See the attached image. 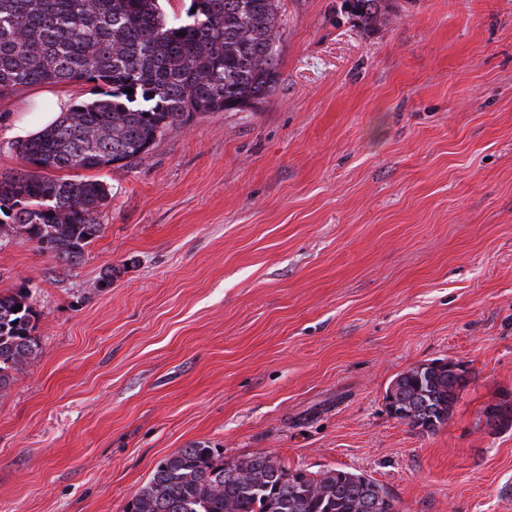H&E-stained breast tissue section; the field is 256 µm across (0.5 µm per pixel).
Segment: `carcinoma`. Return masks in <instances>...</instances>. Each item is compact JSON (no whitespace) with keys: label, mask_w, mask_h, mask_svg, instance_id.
<instances>
[{"label":"carcinoma","mask_w":512,"mask_h":512,"mask_svg":"<svg viewBox=\"0 0 512 512\" xmlns=\"http://www.w3.org/2000/svg\"><path fill=\"white\" fill-rule=\"evenodd\" d=\"M382 0H343L365 23ZM280 0H191L186 20L160 0H0V95L40 83L92 82L99 97L73 105L18 145L23 168L0 174V216L10 230L68 266L99 237L111 197L92 178L51 171L131 166L164 136L211 112H235L270 96L281 56ZM131 88L134 93L126 92ZM21 306L15 312L13 307ZM29 289L0 294V391L38 352ZM450 363L398 375L408 406L391 412L431 432L458 400ZM123 512H403L363 473L320 475L285 468L266 454L231 462L200 443L158 462Z\"/></svg>","instance_id":"carcinoma-1"}]
</instances>
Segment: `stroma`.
I'll use <instances>...</instances> for the list:
<instances>
[{
    "mask_svg": "<svg viewBox=\"0 0 512 512\" xmlns=\"http://www.w3.org/2000/svg\"><path fill=\"white\" fill-rule=\"evenodd\" d=\"M281 0L275 91L92 171L112 197L69 267L0 233L39 351L0 392V512H121L201 442L361 472L404 512H512V0ZM0 96V172L40 96ZM111 275L112 285L97 289ZM452 361L447 423L393 417L400 373ZM381 2L382 0H344L342 8L349 15L369 24L371 21L377 20L382 7ZM486 410V408H485ZM484 410V413H485ZM512 413V396L503 395L487 407L486 416L489 427L502 428L507 424Z\"/></svg>",
    "mask_w": 512,
    "mask_h": 512,
    "instance_id": "1",
    "label": "stroma"
}]
</instances>
